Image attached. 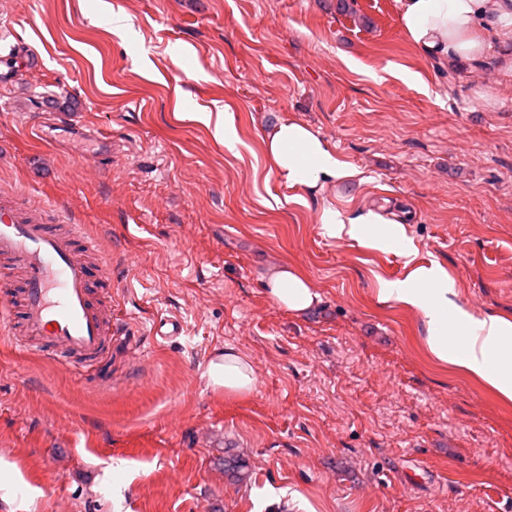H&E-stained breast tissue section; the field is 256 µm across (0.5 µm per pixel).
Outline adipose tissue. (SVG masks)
I'll list each match as a JSON object with an SVG mask.
<instances>
[{"label": "adipose tissue", "instance_id": "1", "mask_svg": "<svg viewBox=\"0 0 512 512\" xmlns=\"http://www.w3.org/2000/svg\"><path fill=\"white\" fill-rule=\"evenodd\" d=\"M401 29L422 54L451 68L479 64L512 47V0H396ZM271 171L289 184L310 189L355 178L357 171L342 161L306 123L282 119L264 140ZM318 222L339 239L358 241L379 250L400 246L401 221L374 211L356 217L323 203ZM268 298L293 316H301L321 301L309 277L288 264L268 269ZM455 280L439 265L412 267L404 278L379 283L378 298L418 313L426 328L430 358L463 371L512 401V317L476 315L457 302ZM207 384L228 397H243L257 383L249 358L228 348L219 363H209Z\"/></svg>", "mask_w": 512, "mask_h": 512}]
</instances>
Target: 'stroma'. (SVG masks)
<instances>
[{
  "mask_svg": "<svg viewBox=\"0 0 512 512\" xmlns=\"http://www.w3.org/2000/svg\"><path fill=\"white\" fill-rule=\"evenodd\" d=\"M122 14L119 34L97 23ZM0 185L71 209L112 265L130 336L92 365L0 340V512H512V402L432 361L412 310L380 302L398 251L326 234L407 212L415 261L458 302L512 317V78L418 52L395 0H0ZM415 84L404 81V74ZM68 97L73 129L50 125ZM223 108L228 151L195 113ZM307 123L359 171L313 193L271 172L276 120ZM112 145L102 166L85 161ZM321 295L295 317L264 273ZM179 315L181 336H152ZM257 386L212 391L217 346ZM268 298L293 316H302L321 302L309 277L294 265L283 264L268 269L266 275Z\"/></svg>",
  "mask_w": 512,
  "mask_h": 512,
  "instance_id": "35a3bbf8",
  "label": "stroma"
}]
</instances>
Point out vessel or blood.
Masks as SVG:
<instances>
[{
	"instance_id": "obj_1",
	"label": "vessel or blood",
	"mask_w": 512,
	"mask_h": 512,
	"mask_svg": "<svg viewBox=\"0 0 512 512\" xmlns=\"http://www.w3.org/2000/svg\"><path fill=\"white\" fill-rule=\"evenodd\" d=\"M21 199L18 188L0 191V261L22 270L17 286L0 277V332L23 350L97 361L118 333L95 292L111 282L110 265L60 204Z\"/></svg>"
}]
</instances>
